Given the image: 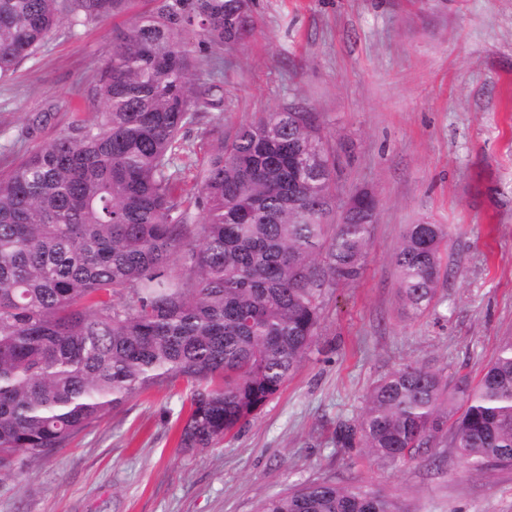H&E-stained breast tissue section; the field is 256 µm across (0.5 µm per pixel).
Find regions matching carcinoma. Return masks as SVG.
<instances>
[{"label":"carcinoma","instance_id":"carcinoma-1","mask_svg":"<svg viewBox=\"0 0 512 512\" xmlns=\"http://www.w3.org/2000/svg\"><path fill=\"white\" fill-rule=\"evenodd\" d=\"M129 0H0V81L65 19ZM247 0H163L113 30L96 118L0 171V478L64 448L155 387L186 390L178 447L211 448L254 419L314 343L328 292L356 281L377 203L336 219V158L319 116L292 106L219 136L190 188L183 132L219 110L218 51L249 38ZM443 224H408L393 255L420 315L445 278ZM336 446L411 463L448 447L477 470L512 467V338L473 381L407 363L375 382ZM258 512H407L385 491L309 483Z\"/></svg>","mask_w":512,"mask_h":512}]
</instances>
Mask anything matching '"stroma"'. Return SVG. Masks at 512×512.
I'll use <instances>...</instances> for the list:
<instances>
[{"mask_svg":"<svg viewBox=\"0 0 512 512\" xmlns=\"http://www.w3.org/2000/svg\"><path fill=\"white\" fill-rule=\"evenodd\" d=\"M62 24L0 83V167L92 119L112 30L152 11ZM253 35L225 50L224 130L298 104L336 152V209L378 202L362 277L326 296L307 359L258 416L195 453L177 446L184 394L129 399L70 445L0 479V512H256L286 488H381L408 512H512V468L377 461L335 444L371 385L408 362L479 378L512 336V0H253ZM53 120L27 134L28 113ZM189 126L192 181L217 144ZM448 227V280L421 315L402 306L392 255L409 224Z\"/></svg>","mask_w":512,"mask_h":512,"instance_id":"35a3bbf8","label":"stroma"}]
</instances>
